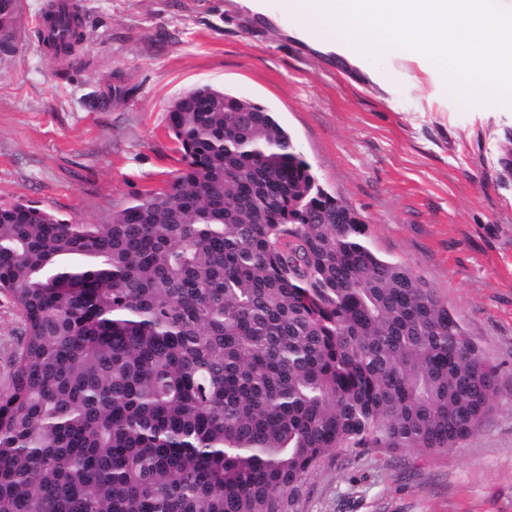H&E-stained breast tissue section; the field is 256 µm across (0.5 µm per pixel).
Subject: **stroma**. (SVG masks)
Masks as SVG:
<instances>
[{
  "label": "stroma",
  "mask_w": 512,
  "mask_h": 512,
  "mask_svg": "<svg viewBox=\"0 0 512 512\" xmlns=\"http://www.w3.org/2000/svg\"><path fill=\"white\" fill-rule=\"evenodd\" d=\"M22 0L0 61V200L101 224L182 167L167 106L211 85L275 111L319 185L361 218L383 258L420 276L499 370L501 402L446 456L324 460L293 512H512V108L451 95L425 63L369 74L241 0H74L86 42L54 58Z\"/></svg>",
  "instance_id": "35a3bbf8"
}]
</instances>
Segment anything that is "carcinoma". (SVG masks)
I'll return each instance as SVG.
<instances>
[{
  "label": "carcinoma",
  "instance_id": "obj_1",
  "mask_svg": "<svg viewBox=\"0 0 512 512\" xmlns=\"http://www.w3.org/2000/svg\"><path fill=\"white\" fill-rule=\"evenodd\" d=\"M56 58L85 41L55 0ZM18 51L0 19V58ZM183 168L103 224L0 202L22 319L0 389V512H286L353 450L437 458L497 406V366L318 184L276 113L173 99Z\"/></svg>",
  "mask_w": 512,
  "mask_h": 512
}]
</instances>
